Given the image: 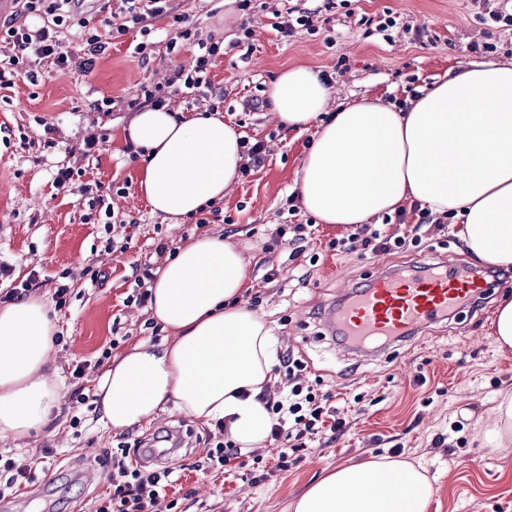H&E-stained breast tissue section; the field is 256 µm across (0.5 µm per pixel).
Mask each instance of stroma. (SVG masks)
<instances>
[{"label":"stroma","mask_w":512,"mask_h":512,"mask_svg":"<svg viewBox=\"0 0 512 512\" xmlns=\"http://www.w3.org/2000/svg\"><path fill=\"white\" fill-rule=\"evenodd\" d=\"M304 0H252L249 9L227 17L224 0H176L179 13L202 37L232 41L239 25L253 35L249 53L232 49L209 70L210 100L186 93L170 97V109L192 115L215 106L225 122L247 139L266 144V160L240 178L220 206L225 223L197 229L194 218L172 224L152 213L137 184L140 161L131 159L122 129L132 118L128 100L141 85L165 83L175 66L191 67L183 51L169 57L164 41L172 37L171 19L156 20L145 56L135 55L137 31L112 40L91 72L77 28L61 33L70 51L68 69L51 61L36 67L37 82L17 77L0 88V262L13 267L0 283V298L38 271L35 293L53 295L69 285L66 304L56 309L53 349L59 401L47 423L29 437L0 442V456L31 458L36 449H54L37 467L38 479L0 501V512H91L108 487L103 460L125 443L171 424L187 430L188 446L171 462L178 476L168 488L173 512H287L288 505L328 471L349 460L365 461L398 453L428 476L434 494L427 512H512V438L488 442L485 434L499 420V404L512 398V353L500 354L491 322L505 291H512V268L488 304L462 311L411 338L393 343L371 358L342 357L336 341L322 328L317 310L361 286L377 269H395L416 259L449 261L462 271H487L473 260L457 235L458 218L445 229L394 254L337 252L331 240L350 234L342 224H317L311 215H289L286 198L294 192L312 132L279 126L269 108L242 109L244 101L266 98L282 70L306 66L330 75L331 109L380 97L408 103L424 94L448 70L467 63L512 60V27L488 29L481 18L500 0H336L331 22L316 32L298 29L282 41L273 30L278 14ZM396 27L378 31L387 16ZM493 50H485V42ZM109 98L110 110L96 100ZM96 139L87 150V139ZM76 174L69 189L53 185L61 165ZM127 185L126 194L116 188ZM102 197L103 207L90 206ZM307 224L311 232L301 253L275 241L278 225ZM231 237L249 263L247 300L264 315L280 351L291 350L309 365L335 397L345 433L321 439L295 453L287 471L259 480V468L245 466L234 476L198 467L206 440L224 437L216 423L205 424L168 407L152 423L123 430L106 427L99 407L77 404L75 387L93 394L92 380L102 374L98 361L120 357L137 343L168 339L149 308L138 305L139 278L159 273L171 249L201 235ZM84 365L73 379L75 365Z\"/></svg>","instance_id":"35a3bbf8"}]
</instances>
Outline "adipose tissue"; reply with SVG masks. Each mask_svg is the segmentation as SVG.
Returning a JSON list of instances; mask_svg holds the SVG:
<instances>
[{"label":"adipose tissue","mask_w":512,"mask_h":512,"mask_svg":"<svg viewBox=\"0 0 512 512\" xmlns=\"http://www.w3.org/2000/svg\"><path fill=\"white\" fill-rule=\"evenodd\" d=\"M331 88L296 66L272 83L279 124L313 130L298 198L323 224H367L417 204L461 218L459 236L480 262L512 266V61L472 63L407 109L383 99L330 112ZM142 149L139 189L152 213L177 221L222 201L239 176L242 136L214 112L188 117L165 107L136 113L124 129ZM250 286L242 252L202 236L177 250L151 287L149 307L172 343H138L95 380L107 426L155 421L167 406L226 439L263 447L272 423L262 396L273 381L278 339L243 303ZM58 327L44 297L0 305V440L38 430L59 399L50 376ZM397 474L407 489L385 494ZM434 493L412 463L380 457L337 466L291 505L293 512H426Z\"/></svg>","instance_id":"1"}]
</instances>
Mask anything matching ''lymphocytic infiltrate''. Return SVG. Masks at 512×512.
<instances>
[{"label": "lymphocytic infiltrate", "mask_w": 512, "mask_h": 512, "mask_svg": "<svg viewBox=\"0 0 512 512\" xmlns=\"http://www.w3.org/2000/svg\"><path fill=\"white\" fill-rule=\"evenodd\" d=\"M23 12L27 15L48 17L49 22L32 30L18 23L16 18L0 21V42L11 45L8 59L0 61V86L11 85L15 75L23 73L36 79V64L52 60L59 68H66L68 55L61 50L58 31L63 27H78L83 36L82 47L89 58L104 52L106 43L97 28L89 20L77 16L72 0H23ZM168 17L179 24L176 38L166 44L168 55H179L192 50L196 65L192 71L176 70L168 85H144L136 98L127 103L129 111L137 112L146 106H165L170 93L196 92L208 95L212 90L208 70L221 52L220 42L204 40L184 25L185 17L176 13L172 0H122L118 12L105 20V27L113 33L124 35L138 30L147 36L152 32L156 18ZM280 367L288 382L287 391L264 393L263 400L273 417L270 438L281 445L274 465L275 471L287 470L291 451L307 447L315 438L328 434L343 435L347 423L338 415L330 391L314 387L308 377L306 362L293 351H286L280 359ZM134 448L125 447L110 453L105 460L109 487L106 495L96 500L93 512H163L166 490L173 485V471L169 468H148L134 463Z\"/></svg>", "instance_id": "1"}]
</instances>
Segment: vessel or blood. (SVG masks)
I'll return each mask as SVG.
<instances>
[{
	"label": "vessel or blood",
	"mask_w": 512,
	"mask_h": 512,
	"mask_svg": "<svg viewBox=\"0 0 512 512\" xmlns=\"http://www.w3.org/2000/svg\"><path fill=\"white\" fill-rule=\"evenodd\" d=\"M483 291V284L448 262L417 260L378 271L325 310L323 321L341 336L346 353L369 358L376 341L405 338L447 320L471 308Z\"/></svg>",
	"instance_id": "b4317fda"
}]
</instances>
